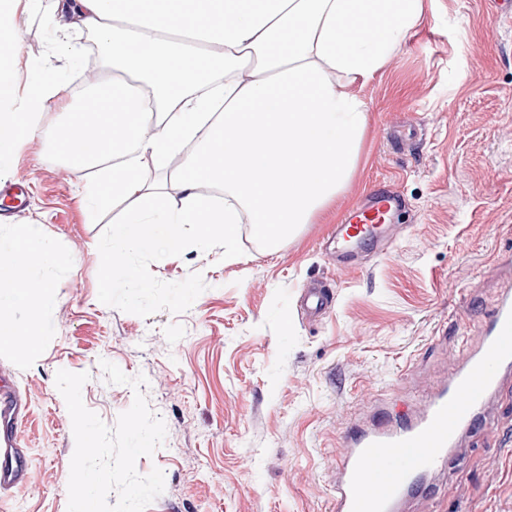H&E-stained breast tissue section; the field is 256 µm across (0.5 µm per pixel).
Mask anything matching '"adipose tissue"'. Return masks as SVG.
I'll return each mask as SVG.
<instances>
[{
  "label": "adipose tissue",
  "mask_w": 512,
  "mask_h": 512,
  "mask_svg": "<svg viewBox=\"0 0 512 512\" xmlns=\"http://www.w3.org/2000/svg\"><path fill=\"white\" fill-rule=\"evenodd\" d=\"M43 0H0V179L14 173L21 135L49 134L84 185L89 208L109 199L128 206L112 225L113 265L140 239L180 247L217 239L235 251L237 226L251 221L273 244L338 198L359 159L367 104L358 88L380 72L420 22L424 0H75L83 27L95 31L112 58V75L83 100L65 77L36 72L19 90L13 60L21 49L20 13ZM94 115L70 128L73 109ZM64 120L46 131L50 110ZM154 136L140 140V126ZM89 140L73 153L70 137ZM181 159L182 197L167 206L143 168ZM208 184L223 202L201 196ZM27 248L43 264L61 266L35 224L0 233V257ZM36 269L0 277V309L23 304L26 329L0 318V343L33 347L54 294Z\"/></svg>",
  "instance_id": "adipose-tissue-1"
}]
</instances>
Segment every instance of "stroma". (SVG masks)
Wrapping results in <instances>:
<instances>
[{"instance_id": "obj_1", "label": "stroma", "mask_w": 512, "mask_h": 512, "mask_svg": "<svg viewBox=\"0 0 512 512\" xmlns=\"http://www.w3.org/2000/svg\"><path fill=\"white\" fill-rule=\"evenodd\" d=\"M71 2L22 15L19 88L39 69L77 87L108 73L58 49L92 36L76 29ZM359 93L367 127L341 196L274 246L238 225L231 260L222 241L188 238L166 255L139 243L113 267V210L86 208L47 137L21 138L13 179L29 195L0 226L39 225L69 262L44 269L55 298L35 350L0 345V378L27 405L18 433L29 466L25 488L0 489V512H67L75 440L61 369L88 373L83 402L110 426L134 393L108 383L101 360L146 376L167 428L136 461L139 474L165 475L147 512H329L346 426L458 366L466 336L512 289V19L483 0H425L419 25ZM380 185L407 201L390 248L338 266L333 226ZM315 284L333 303L311 317L298 299ZM419 512H512L511 382L457 449L439 502Z\"/></svg>"}]
</instances>
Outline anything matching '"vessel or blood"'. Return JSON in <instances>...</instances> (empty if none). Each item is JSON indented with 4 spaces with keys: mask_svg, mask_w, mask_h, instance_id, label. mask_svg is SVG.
<instances>
[{
    "mask_svg": "<svg viewBox=\"0 0 512 512\" xmlns=\"http://www.w3.org/2000/svg\"><path fill=\"white\" fill-rule=\"evenodd\" d=\"M406 207L393 191L357 204L333 232L336 259L350 261L363 247L383 248L388 223ZM512 378V292L503 291L492 314L478 327L459 366L432 388L420 406L379 410L368 425L348 428L335 462L330 512H410L412 503L433 493L432 480L458 448L463 433L488 411L503 382ZM21 399L0 382V488L24 487L20 440L14 426Z\"/></svg>",
    "mask_w": 512,
    "mask_h": 512,
    "instance_id": "vessel-or-blood-1",
    "label": "vessel or blood"
}]
</instances>
